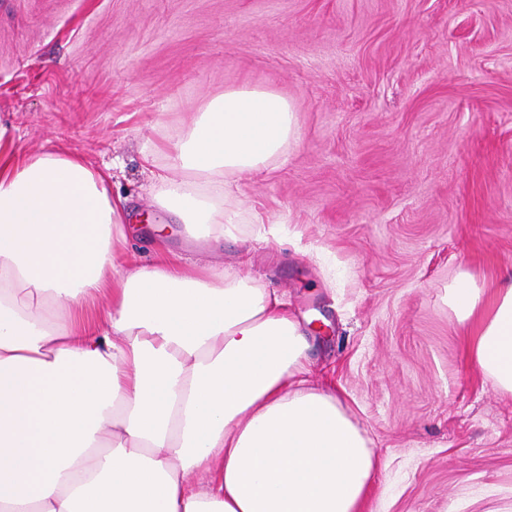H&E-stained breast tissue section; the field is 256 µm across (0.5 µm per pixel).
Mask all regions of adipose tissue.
I'll use <instances>...</instances> for the list:
<instances>
[{
	"mask_svg": "<svg viewBox=\"0 0 512 512\" xmlns=\"http://www.w3.org/2000/svg\"><path fill=\"white\" fill-rule=\"evenodd\" d=\"M296 107L225 89L173 145L155 200L220 242L226 188L277 159ZM78 151L0 146V512H360L380 459L335 392L309 378L311 341L243 269L158 241L116 263L130 199ZM474 366L512 393V285L456 280Z\"/></svg>",
	"mask_w": 512,
	"mask_h": 512,
	"instance_id": "obj_1",
	"label": "adipose tissue"
}]
</instances>
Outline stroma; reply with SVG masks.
Returning <instances> with one entry per match:
<instances>
[{"instance_id":"1","label":"stroma","mask_w":512,"mask_h":512,"mask_svg":"<svg viewBox=\"0 0 512 512\" xmlns=\"http://www.w3.org/2000/svg\"><path fill=\"white\" fill-rule=\"evenodd\" d=\"M245 84L294 102L299 137L233 185V236L189 239L145 156ZM0 126L110 169L192 261L248 252L328 324L310 378L381 460L363 512H512V394L447 300L463 275L512 281V0H0Z\"/></svg>"}]
</instances>
